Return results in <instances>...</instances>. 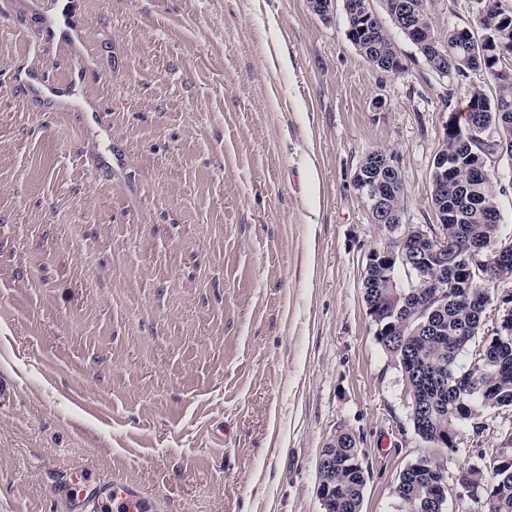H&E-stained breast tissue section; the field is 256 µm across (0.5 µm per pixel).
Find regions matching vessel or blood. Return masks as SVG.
Masks as SVG:
<instances>
[{
    "instance_id": "vessel-or-blood-1",
    "label": "vessel or blood",
    "mask_w": 512,
    "mask_h": 512,
    "mask_svg": "<svg viewBox=\"0 0 512 512\" xmlns=\"http://www.w3.org/2000/svg\"><path fill=\"white\" fill-rule=\"evenodd\" d=\"M68 512H154V502L145 497L134 483L102 480L92 470L78 469L53 488Z\"/></svg>"
}]
</instances>
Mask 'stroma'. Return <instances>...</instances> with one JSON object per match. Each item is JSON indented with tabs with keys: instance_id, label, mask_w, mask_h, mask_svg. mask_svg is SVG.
<instances>
[{
	"instance_id": "stroma-1",
	"label": "stroma",
	"mask_w": 512,
	"mask_h": 512,
	"mask_svg": "<svg viewBox=\"0 0 512 512\" xmlns=\"http://www.w3.org/2000/svg\"><path fill=\"white\" fill-rule=\"evenodd\" d=\"M0 0V512H67L88 466L157 512H322L321 451L352 430L362 512H398L404 468L446 472L445 512L503 428L422 441L367 314V256L389 238L355 182L395 155L404 221L433 224L442 123L471 79L440 77L393 23L406 71L308 0ZM440 38L473 0H426ZM80 23L78 50L58 14ZM77 79L71 102L45 79ZM379 22L382 26L381 31L374 32L375 36L373 40L366 41L363 39L359 42L358 45L357 39L354 42L349 38L348 34L347 37L348 40L354 45L356 50L365 56L374 66H376V68H378L380 71L389 72V69L386 66H383V64L390 63L391 60H396L398 52L395 49L393 43L387 37L384 25L380 19Z\"/></svg>"
}]
</instances>
